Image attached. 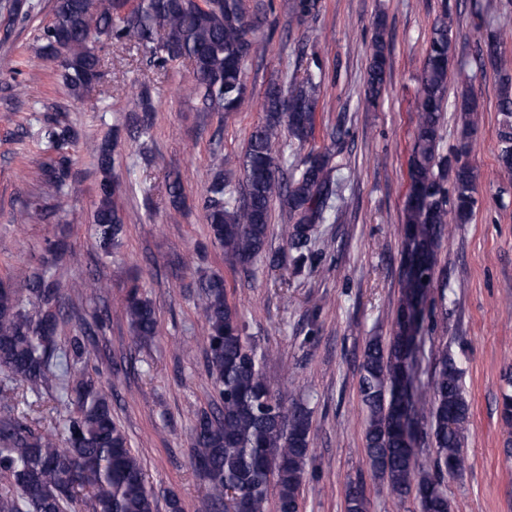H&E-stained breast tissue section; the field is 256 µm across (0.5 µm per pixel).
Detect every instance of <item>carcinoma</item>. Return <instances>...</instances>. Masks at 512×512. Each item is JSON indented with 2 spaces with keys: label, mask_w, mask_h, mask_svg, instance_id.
<instances>
[{
  "label": "carcinoma",
  "mask_w": 512,
  "mask_h": 512,
  "mask_svg": "<svg viewBox=\"0 0 512 512\" xmlns=\"http://www.w3.org/2000/svg\"><path fill=\"white\" fill-rule=\"evenodd\" d=\"M288 14L300 22H316L321 0H287ZM243 0H54L52 18L38 28L45 58L58 64L70 93L81 97L101 75L100 45L133 44L150 51L161 64L186 60L192 66L194 93L201 112L240 111L247 101L244 64L264 54L254 36ZM386 41L375 27L364 96L378 105L386 85ZM453 32L447 10L437 15L419 78L418 123L409 160V191L404 209L399 259L400 300L390 336L366 343L359 394L366 411L365 453L372 474L393 498L414 495L419 512H452L447 479L464 472L470 406L461 384V369L448 342L434 340L428 353L430 393L418 391L415 371L429 321L440 310L447 318L446 289L439 248L448 222L468 224L476 205L477 171L465 151L478 125V107L466 90L461 95L457 148L441 151ZM499 83L497 111L498 162L512 171V58L495 52ZM323 81L312 72L285 90L270 84L264 95L265 119L253 127L238 156L243 181L232 189L214 157L213 174L203 199L211 241L224 258L243 268L263 258L272 236L274 200L282 203L287 224L282 236L293 273L313 271L312 236L327 220L336 198L337 173L343 166L344 132L334 128L331 145L309 151L289 165L284 147H302L311 136ZM142 115L137 137L150 135L154 107L140 93ZM48 160L40 168V192L28 208L62 210L68 204L64 186L71 174L70 150L76 132L57 120L44 132ZM101 175L93 202L94 235L109 253L122 245L124 218L115 202L112 180L115 158L104 142L96 152ZM171 218L186 199L176 174L168 183ZM52 259L22 268L15 283L0 287V400L19 386L26 388L23 408L6 406L0 414V512H80L78 493L90 494L92 512H157L140 458L112 416V403L96 368L91 339L104 330V320L83 321L80 334L61 335L67 323L66 285L57 274L65 244H47ZM438 297H432L433 292ZM36 307L31 315L25 309ZM124 311L135 342L147 344L158 335L153 303L135 285ZM199 314L207 329L206 367L214 392V408L195 419L193 455L205 483L200 512H219L225 502L241 498L246 512H267L270 494L278 512H301L302 486L311 459V412L288 406V396L273 393L264 379L267 351L245 336L236 305L227 299L224 277L213 273L200 285ZM56 400L66 410L63 432H41L30 413ZM428 427L435 457L429 468L417 462L416 426ZM347 512H369L362 485L348 482Z\"/></svg>",
  "instance_id": "1"
}]
</instances>
